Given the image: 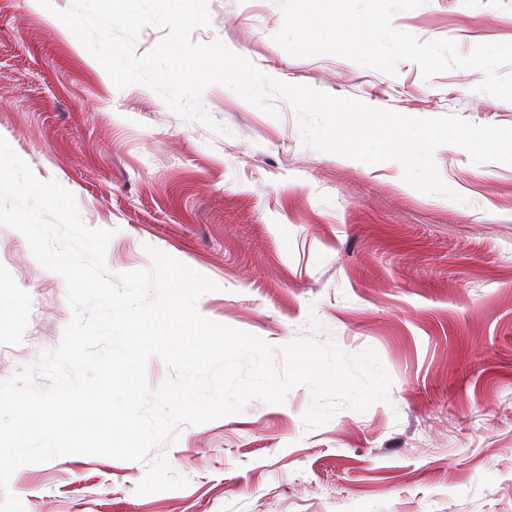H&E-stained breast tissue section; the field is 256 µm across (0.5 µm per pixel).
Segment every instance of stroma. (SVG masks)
<instances>
[{"mask_svg": "<svg viewBox=\"0 0 512 512\" xmlns=\"http://www.w3.org/2000/svg\"><path fill=\"white\" fill-rule=\"evenodd\" d=\"M0 0V137L107 229L114 274L156 248L214 281L198 312L279 349L298 338L373 349L388 398L309 429L307 386L279 405L181 423L147 460L70 455L19 467L25 512H512V164L434 153L459 201L388 161L374 171L306 147L282 98L270 116L221 84L201 102L219 134L151 88L117 89L51 15L73 0ZM198 43L221 41L277 80L412 118L512 127V102L452 68L389 75L274 42L277 0H208ZM461 54L512 43V0H425L393 20ZM72 317L63 281L0 225V381L56 349Z\"/></svg>", "mask_w": 512, "mask_h": 512, "instance_id": "obj_1", "label": "stroma"}]
</instances>
